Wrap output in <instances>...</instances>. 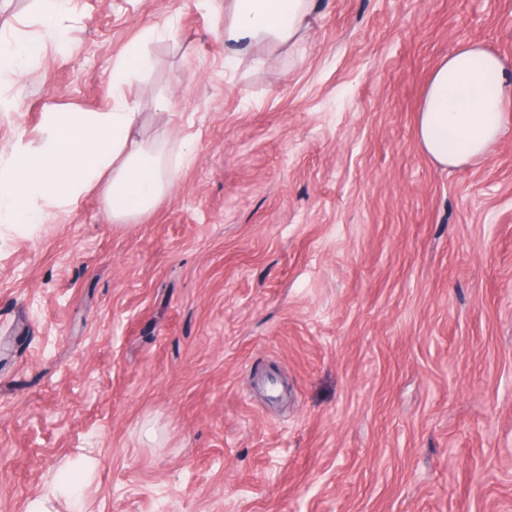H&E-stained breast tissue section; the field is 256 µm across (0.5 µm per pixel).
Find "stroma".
<instances>
[{
  "label": "stroma",
  "mask_w": 512,
  "mask_h": 512,
  "mask_svg": "<svg viewBox=\"0 0 512 512\" xmlns=\"http://www.w3.org/2000/svg\"><path fill=\"white\" fill-rule=\"evenodd\" d=\"M223 7L72 0L0 87L1 160L120 94L173 174L125 226L0 227V512H512V126L460 167L416 137L459 42L512 67V0H320L235 64ZM151 66V59L140 43H132L126 47L121 62L113 68L112 85L116 92L125 83L131 73L143 72Z\"/></svg>",
  "instance_id": "1"
}]
</instances>
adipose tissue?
Instances as JSON below:
<instances>
[{
	"mask_svg": "<svg viewBox=\"0 0 512 512\" xmlns=\"http://www.w3.org/2000/svg\"><path fill=\"white\" fill-rule=\"evenodd\" d=\"M37 2L38 37L0 38L1 86L37 63L46 43H66L59 20L71 0ZM314 10L315 0H228L225 60L237 62L259 43L301 51ZM510 105L512 68L480 42L459 43L429 74L418 141L444 166L485 157L506 129ZM170 188L162 146L143 138L134 105L119 97L106 112L46 113L40 146L15 145L0 164V224L44 223L95 191L120 224L152 210Z\"/></svg>",
	"mask_w": 512,
	"mask_h": 512,
	"instance_id": "adipose-tissue-1",
	"label": "adipose tissue"
}]
</instances>
